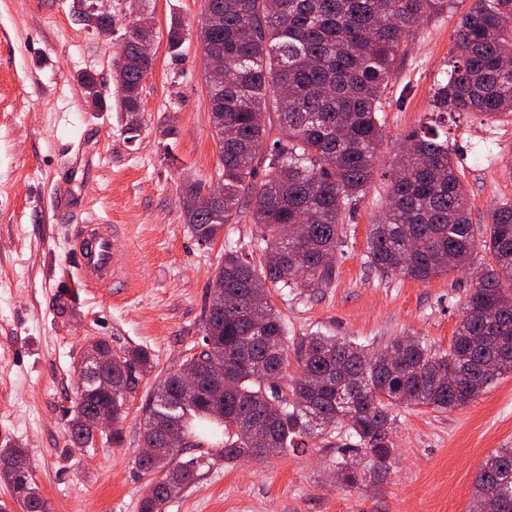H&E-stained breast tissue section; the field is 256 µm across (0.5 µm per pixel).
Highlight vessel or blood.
Returning <instances> with one entry per match:
<instances>
[{
	"mask_svg": "<svg viewBox=\"0 0 512 512\" xmlns=\"http://www.w3.org/2000/svg\"><path fill=\"white\" fill-rule=\"evenodd\" d=\"M111 225H79L72 239L76 276L86 287H111L117 254Z\"/></svg>",
	"mask_w": 512,
	"mask_h": 512,
	"instance_id": "b4317fda",
	"label": "vessel or blood"
}]
</instances>
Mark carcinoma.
Segmentation results:
<instances>
[{"label": "carcinoma", "mask_w": 512, "mask_h": 512, "mask_svg": "<svg viewBox=\"0 0 512 512\" xmlns=\"http://www.w3.org/2000/svg\"><path fill=\"white\" fill-rule=\"evenodd\" d=\"M199 36L212 62H224V82L208 89L219 155L217 190L203 196L185 186V224L200 244H211L226 224L256 225L254 252L224 250L212 273L213 299L201 319L202 350L187 357L184 373L212 374L224 366V390L202 386L191 397L170 372L154 384L142 411L141 473L155 475L140 512H165L191 485L199 459L174 456L207 444L230 464L261 448L286 453L298 438L344 427L360 447L336 458V478L347 489L388 472L400 406L452 411L475 399L494 378L512 373V203L497 206L482 240L490 255L475 283L448 350L437 352L420 336H399L382 350L320 332L293 345L298 376L282 384L288 331L266 284L324 288L335 275L336 248L347 213L370 184L383 129V96L408 37L421 22L448 12L449 0H204ZM150 19L139 17L122 35L115 104L137 137L141 91L153 59L142 52ZM449 72L437 81L431 112H475L487 118L512 113V0H475L455 37ZM80 83L90 105H103L97 81ZM275 112L278 133L266 114ZM387 177V204L373 225L369 264L426 282L466 267L477 237L470 199L448 138L423 123L404 138ZM112 351L91 340L77 369L83 384H101L95 356ZM155 367L146 348L115 354L101 376L110 390L76 397L66 409L70 441L95 443L93 412L112 411L121 442L128 401ZM165 425L182 434L170 445L155 437ZM0 480L23 512H50L34 481L27 451L0 448ZM479 512H512V448L487 456L476 475Z\"/></svg>", "instance_id": "cac0c4a2"}]
</instances>
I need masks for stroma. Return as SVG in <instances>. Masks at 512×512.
I'll use <instances>...</instances> for the list:
<instances>
[{
    "label": "stroma",
    "mask_w": 512,
    "mask_h": 512,
    "mask_svg": "<svg viewBox=\"0 0 512 512\" xmlns=\"http://www.w3.org/2000/svg\"><path fill=\"white\" fill-rule=\"evenodd\" d=\"M474 0H451L424 21L396 64L380 115L379 160L364 196L348 214L325 288H273L271 302L289 340L314 331L380 350L398 336L448 348L474 275L490 262L420 282L387 275L366 256L367 237L386 197L385 172L403 137L428 117L434 84L454 51L457 26ZM90 0H0V448H26L52 512H139L148 477L135 461L143 447L141 407L153 377L131 398L119 445L73 447L66 410L75 365L88 340L114 351L141 346L157 373L177 370L202 344L210 276L228 245L251 250L257 229L225 225L199 245L185 224V184L209 185L219 157L208 112L197 26L203 0H107L117 31L132 9L151 17L153 66L141 94V127L128 139L124 113L90 108L78 83L113 87L119 42L83 20ZM187 26L171 50L172 20ZM448 145L462 172L471 220L485 230L494 209L512 202V114L489 120L449 113ZM77 224H109L120 251L111 290L72 275ZM390 472L359 490L337 485L333 464L356 444L345 430L311 437L297 450L225 464L217 449L166 512H471L477 471L494 450L512 448V375L446 413L402 407Z\"/></svg>",
    "instance_id": "stroma-1"
}]
</instances>
